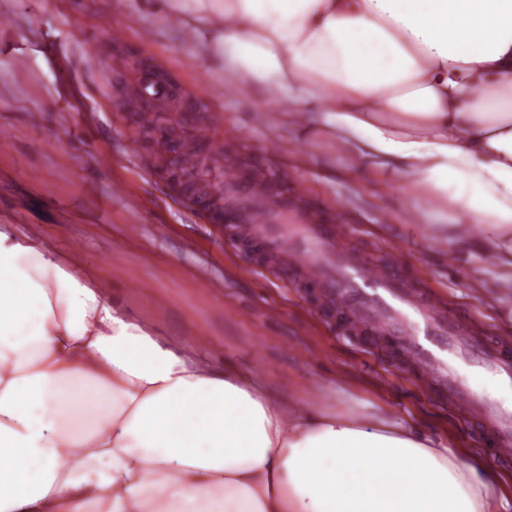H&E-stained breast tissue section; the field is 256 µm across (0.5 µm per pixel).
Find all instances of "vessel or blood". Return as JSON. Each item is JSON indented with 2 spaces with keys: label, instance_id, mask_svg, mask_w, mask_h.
I'll return each instance as SVG.
<instances>
[{
  "label": "vessel or blood",
  "instance_id": "b4317fda",
  "mask_svg": "<svg viewBox=\"0 0 512 512\" xmlns=\"http://www.w3.org/2000/svg\"><path fill=\"white\" fill-rule=\"evenodd\" d=\"M273 169L251 163L224 173L225 213L314 287L339 299L351 326L385 337L394 363L462 413L497 462L512 461V345L469 312L446 309L400 271L351 252L355 230L340 218L313 220L296 205L268 203Z\"/></svg>",
  "mask_w": 512,
  "mask_h": 512
}]
</instances>
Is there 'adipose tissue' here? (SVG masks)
<instances>
[{
    "label": "adipose tissue",
    "mask_w": 512,
    "mask_h": 512,
    "mask_svg": "<svg viewBox=\"0 0 512 512\" xmlns=\"http://www.w3.org/2000/svg\"><path fill=\"white\" fill-rule=\"evenodd\" d=\"M224 72L353 174L405 183L512 288V0H222ZM388 405L291 403L0 224V512H507Z\"/></svg>",
    "instance_id": "adipose-tissue-1"
}]
</instances>
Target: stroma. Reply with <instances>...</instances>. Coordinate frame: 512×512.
<instances>
[{"mask_svg":"<svg viewBox=\"0 0 512 512\" xmlns=\"http://www.w3.org/2000/svg\"><path fill=\"white\" fill-rule=\"evenodd\" d=\"M144 29L147 44L138 40ZM150 70L179 96L159 102L146 123L139 89ZM214 120L216 138L197 143L201 168L268 161L280 204L294 192L300 205L340 215L356 230L354 248H392L438 301L472 311L512 343V288L495 287L490 262L464 241L432 235L405 186L335 176L349 161L331 142H302L276 117L259 120L209 45L192 42L168 12L145 0H0V138L9 143L0 152V224L29 226L59 253L75 254L164 335L204 340L218 362L260 373L288 401L336 412L387 403L489 461L453 408L389 363L380 338L350 335L329 299L312 304L225 225L210 223L142 133L147 125L190 138ZM104 153L114 159L108 171L98 165ZM269 308L277 320L265 317Z\"/></svg>","mask_w":512,"mask_h":512,"instance_id":"obj_1","label":"stroma"}]
</instances>
